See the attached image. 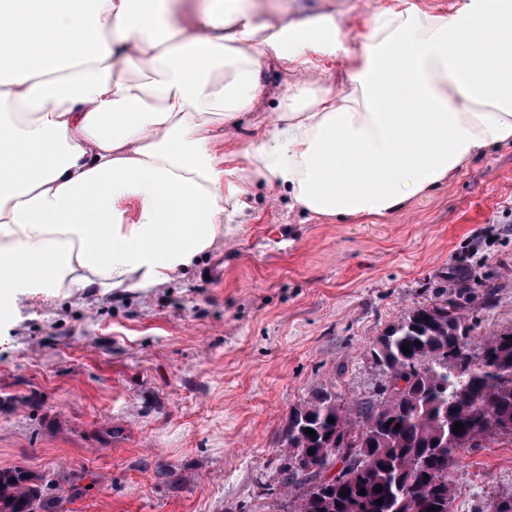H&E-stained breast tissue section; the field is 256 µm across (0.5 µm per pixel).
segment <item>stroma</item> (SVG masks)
Here are the masks:
<instances>
[{"label": "stroma", "instance_id": "obj_1", "mask_svg": "<svg viewBox=\"0 0 512 512\" xmlns=\"http://www.w3.org/2000/svg\"><path fill=\"white\" fill-rule=\"evenodd\" d=\"M394 2L282 0L294 19L349 13L354 41ZM283 75L262 63L235 141L262 135ZM443 295L475 338L512 327V143L377 220L318 221L254 184L236 233L164 284L0 310V469L55 481L60 512H293L259 487L279 481L289 414L320 391L377 398L373 341ZM452 483V512H490L512 492V443L460 449Z\"/></svg>", "mask_w": 512, "mask_h": 512}]
</instances>
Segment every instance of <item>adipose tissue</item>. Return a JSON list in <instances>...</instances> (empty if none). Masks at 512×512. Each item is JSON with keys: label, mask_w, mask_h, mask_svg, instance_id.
I'll list each match as a JSON object with an SVG mask.
<instances>
[{"label": "adipose tissue", "mask_w": 512, "mask_h": 512, "mask_svg": "<svg viewBox=\"0 0 512 512\" xmlns=\"http://www.w3.org/2000/svg\"><path fill=\"white\" fill-rule=\"evenodd\" d=\"M344 23L249 0H0V305L163 284L233 234L257 181L315 219H380L512 142V0H398L360 42ZM264 59L294 79L259 141L217 154Z\"/></svg>", "instance_id": "1"}]
</instances>
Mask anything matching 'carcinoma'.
<instances>
[{
    "instance_id": "carcinoma-1",
    "label": "carcinoma",
    "mask_w": 512,
    "mask_h": 512,
    "mask_svg": "<svg viewBox=\"0 0 512 512\" xmlns=\"http://www.w3.org/2000/svg\"><path fill=\"white\" fill-rule=\"evenodd\" d=\"M472 329L452 299L411 309L371 350L389 382L404 380L401 390L387 384L355 407L326 392L288 415L280 485L296 492L294 512H448L459 450L512 438V329L483 337L477 352ZM457 421L464 430L453 431ZM294 456L309 457V468L293 469ZM338 460L340 471L326 475ZM60 501L51 481L0 470V512H56Z\"/></svg>"
}]
</instances>
